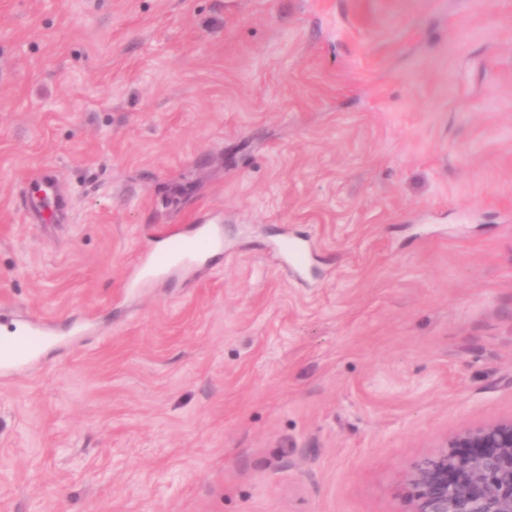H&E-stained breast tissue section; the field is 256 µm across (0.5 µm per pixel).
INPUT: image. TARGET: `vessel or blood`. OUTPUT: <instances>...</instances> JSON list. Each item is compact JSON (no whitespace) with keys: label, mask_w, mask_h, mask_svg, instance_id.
I'll use <instances>...</instances> for the list:
<instances>
[{"label":"vessel or blood","mask_w":512,"mask_h":512,"mask_svg":"<svg viewBox=\"0 0 512 512\" xmlns=\"http://www.w3.org/2000/svg\"><path fill=\"white\" fill-rule=\"evenodd\" d=\"M28 201L40 204L51 212H58L54 186L51 181L32 180L26 190ZM164 248L143 254L135 273L126 282L127 292H135L155 276L176 269L197 268L201 258L221 248L224 241L223 227L219 224L197 225L189 236L169 233ZM289 271L302 275L308 267L312 250L303 239L287 238L281 243ZM53 340L50 328L18 318L0 330V374L21 370L39 357L43 347Z\"/></svg>","instance_id":"obj_1"}]
</instances>
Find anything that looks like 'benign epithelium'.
Listing matches in <instances>:
<instances>
[{"label": "benign epithelium", "instance_id": "1", "mask_svg": "<svg viewBox=\"0 0 512 512\" xmlns=\"http://www.w3.org/2000/svg\"><path fill=\"white\" fill-rule=\"evenodd\" d=\"M402 484L406 512H512V419L448 435Z\"/></svg>", "mask_w": 512, "mask_h": 512}]
</instances>
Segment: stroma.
<instances>
[{
    "instance_id": "obj_1",
    "label": "stroma",
    "mask_w": 512,
    "mask_h": 512,
    "mask_svg": "<svg viewBox=\"0 0 512 512\" xmlns=\"http://www.w3.org/2000/svg\"><path fill=\"white\" fill-rule=\"evenodd\" d=\"M18 315L86 331L0 380V512H403L410 461L512 417V0H0ZM26 196L28 201L38 203L44 209H49L55 215L58 214L59 206L56 201L54 186L49 180L37 178L32 180L27 187ZM164 248L143 254L135 273L126 282L125 293L136 292L156 275H165L175 269H196L201 258L221 248L224 242L222 224H199L191 236L177 233L163 234ZM281 250L286 256L288 270L300 277L308 267L312 250L306 240L285 238L281 242Z\"/></svg>"
}]
</instances>
